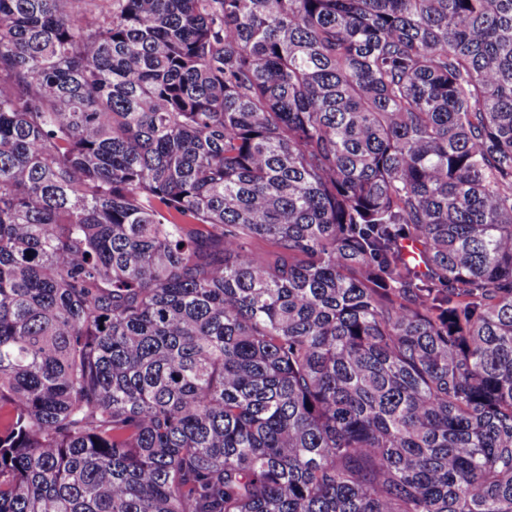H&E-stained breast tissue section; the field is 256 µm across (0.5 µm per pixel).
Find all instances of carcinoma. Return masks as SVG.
<instances>
[{
  "instance_id": "1",
  "label": "carcinoma",
  "mask_w": 512,
  "mask_h": 512,
  "mask_svg": "<svg viewBox=\"0 0 512 512\" xmlns=\"http://www.w3.org/2000/svg\"><path fill=\"white\" fill-rule=\"evenodd\" d=\"M0 512H512V0H0Z\"/></svg>"
}]
</instances>
